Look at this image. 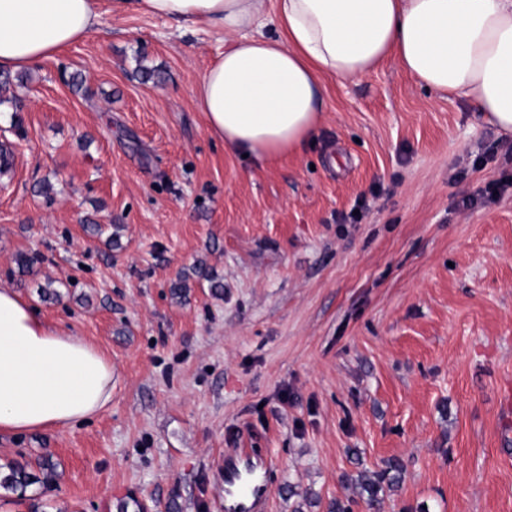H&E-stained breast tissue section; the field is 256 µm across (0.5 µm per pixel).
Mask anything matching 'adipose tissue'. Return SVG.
<instances>
[{
    "mask_svg": "<svg viewBox=\"0 0 512 512\" xmlns=\"http://www.w3.org/2000/svg\"><path fill=\"white\" fill-rule=\"evenodd\" d=\"M108 11L214 31L225 48L195 102L225 148L261 163L315 137L326 79L365 77L392 56L512 135V0H0V70L53 57ZM111 401V359L1 288L0 436L71 429Z\"/></svg>",
    "mask_w": 512,
    "mask_h": 512,
    "instance_id": "1",
    "label": "adipose tissue"
}]
</instances>
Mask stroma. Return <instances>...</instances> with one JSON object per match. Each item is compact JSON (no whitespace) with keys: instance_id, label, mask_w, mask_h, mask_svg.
Listing matches in <instances>:
<instances>
[{"instance_id":"1","label":"stroma","mask_w":512,"mask_h":512,"mask_svg":"<svg viewBox=\"0 0 512 512\" xmlns=\"http://www.w3.org/2000/svg\"><path fill=\"white\" fill-rule=\"evenodd\" d=\"M218 47L107 13L0 90V288L112 361L96 418L0 438L58 472L0 512H224L233 448L267 462L259 512L352 501L357 455L405 465L383 512H512V139L389 60L328 81L315 140L258 164L196 106Z\"/></svg>"}]
</instances>
